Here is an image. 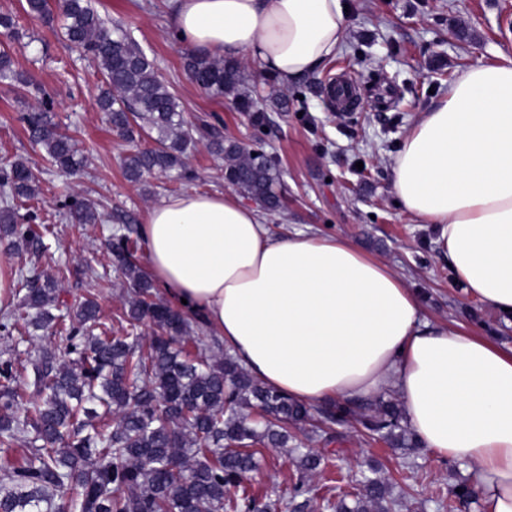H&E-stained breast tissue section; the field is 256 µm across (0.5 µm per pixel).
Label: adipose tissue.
<instances>
[{"label":"adipose tissue","instance_id":"ef3b65f1","mask_svg":"<svg viewBox=\"0 0 512 512\" xmlns=\"http://www.w3.org/2000/svg\"><path fill=\"white\" fill-rule=\"evenodd\" d=\"M194 51L283 84L344 41L341 0H167ZM393 190L467 295L512 309V63L462 71L405 136ZM150 279L185 300L259 382L303 403L396 392L432 454L468 464L483 512H512V348L422 319L403 277L354 243L270 234L230 192L163 198L140 227Z\"/></svg>","mask_w":512,"mask_h":512}]
</instances>
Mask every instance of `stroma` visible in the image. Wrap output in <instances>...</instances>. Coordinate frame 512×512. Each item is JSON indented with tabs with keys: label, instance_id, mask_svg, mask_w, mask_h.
<instances>
[{
	"label": "stroma",
	"instance_id": "1",
	"mask_svg": "<svg viewBox=\"0 0 512 512\" xmlns=\"http://www.w3.org/2000/svg\"><path fill=\"white\" fill-rule=\"evenodd\" d=\"M24 2L0 0V12L13 13L24 35L12 44L15 66L54 99L55 120L73 137L87 166L78 178L56 172L32 150L18 119L31 110L34 98L21 86L0 88V163L27 161L39 185L31 204L42 223L54 227L42 253L23 252L13 260L36 263L52 274L65 269L62 286L69 301L94 291L106 321L123 330L126 291L104 246L117 227L113 212L127 213L138 227L148 209L171 192L227 190L224 163L201 144L187 157L197 174L190 185L161 174L129 182L121 164L127 145L95 104L103 75L64 42L60 27L29 17ZM342 2L349 20L342 48L330 64L307 75L306 88L289 84L287 111L268 110L262 129L230 99L207 95L186 78L184 44L171 26L165 0H95V6L107 23L122 24L131 33L183 103L187 121L204 119L222 136L272 157L282 207L268 216L271 233L285 236L302 229L351 240L405 278L426 319L464 324L510 348L512 324L465 295L448 257L436 247L435 225L418 222L397 206L391 164L412 125L461 71L512 59V0ZM66 192L95 203L100 222L72 224L60 216L56 204ZM87 268L99 276V286L83 277ZM297 436L316 453L335 454L336 467L304 476L288 449H264L245 486L260 502L277 503L278 512H316L303 498L293 497L297 481H304L313 496H336L349 491L348 475L373 464L390 482L392 512L481 510L476 499L449 508V490L470 478V470L426 448L373 441L354 428L344 429L332 446L308 439L302 430Z\"/></svg>",
	"mask_w": 512,
	"mask_h": 512
}]
</instances>
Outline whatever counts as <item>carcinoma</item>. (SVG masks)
Wrapping results in <instances>:
<instances>
[{
    "label": "carcinoma",
    "instance_id": "obj_1",
    "mask_svg": "<svg viewBox=\"0 0 512 512\" xmlns=\"http://www.w3.org/2000/svg\"><path fill=\"white\" fill-rule=\"evenodd\" d=\"M24 11L43 23L61 15L62 36L87 55L105 78L96 106L108 114L113 130L129 143L154 130L156 146L137 149L127 159L129 180L161 173L191 181L190 149L204 140L224 161V180L265 210L276 212V165L213 131L205 121L190 124L179 99L158 78L154 64L128 31L109 27L92 0H26ZM186 77L214 97L231 96L237 109L264 124L263 109L251 94L240 93V62L188 51ZM31 80L18 70L9 48H0V85L12 88ZM28 136L58 170L82 171L85 156L54 121L47 95L38 108L21 115ZM38 185L26 163L0 166V232L12 247L37 252L50 224L37 223L34 210L20 212L16 199L35 198ZM60 213L74 224H96L95 204L78 195L61 201ZM123 233L106 239L116 267L129 288L123 319L136 328L155 327L147 343L119 336L102 320L90 294L76 305L61 296L57 274L19 268L11 295L0 309V332L11 336L21 326L36 332L66 333L62 353L44 349L30 360L32 373L20 381L12 360H0V512H268L243 482L258 467L262 448L288 447V424L315 423L333 439L335 427L354 416L335 403L312 408L263 386L230 354L215 352L193 336L184 312L156 300L153 283L132 261L138 239L127 214L115 213ZM405 417L397 400H381L363 417L372 435L405 444ZM22 450L19 460L10 451ZM302 471L324 468L325 458L311 451L295 457ZM390 485L366 476L353 503L342 498L334 512H390Z\"/></svg>",
    "mask_w": 512,
    "mask_h": 512
}]
</instances>
